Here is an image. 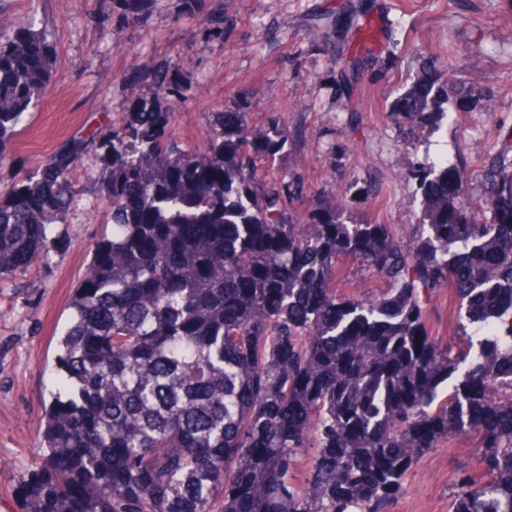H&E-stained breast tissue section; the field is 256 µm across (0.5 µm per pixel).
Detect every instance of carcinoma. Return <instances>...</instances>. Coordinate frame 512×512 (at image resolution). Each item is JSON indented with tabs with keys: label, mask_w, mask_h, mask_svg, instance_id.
Returning <instances> with one entry per match:
<instances>
[{
	"label": "carcinoma",
	"mask_w": 512,
	"mask_h": 512,
	"mask_svg": "<svg viewBox=\"0 0 512 512\" xmlns=\"http://www.w3.org/2000/svg\"><path fill=\"white\" fill-rule=\"evenodd\" d=\"M424 59L394 100L411 132L462 95ZM172 70L120 125L71 138L0 198L1 277L47 256L89 153L112 224L59 340L27 512H391L418 457L471 433L480 474L462 473L449 512H512V144L477 193L455 162L409 169L422 200L407 244L349 223V187L300 223L303 182L267 167L288 145L282 115L257 132L246 112H215L203 147L183 148L156 105L181 93ZM52 74L42 34L0 37V156ZM347 256L387 288L337 294ZM445 286L454 347L426 333Z\"/></svg>",
	"instance_id": "cac0c4a2"
}]
</instances>
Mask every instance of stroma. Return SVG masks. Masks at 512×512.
<instances>
[{"label":"stroma","instance_id":"obj_1","mask_svg":"<svg viewBox=\"0 0 512 512\" xmlns=\"http://www.w3.org/2000/svg\"><path fill=\"white\" fill-rule=\"evenodd\" d=\"M152 0L130 11L126 0H0V34L45 35L53 77L25 115L0 162V194L15 175L35 171L73 135L108 130L145 92L125 81L134 69L177 66L182 95H165L175 135L200 144L211 113L247 112L262 129L282 113L288 147L277 171L298 172L307 214L340 186L362 196L346 212L358 224L417 223L421 195L404 177L440 156L456 159L478 181L501 134L512 130V0ZM437 53L459 85L479 97L457 104L456 121L402 134L392 104L419 73L425 50ZM101 161L89 155L73 181L82 194L66 223L54 225L48 263L0 278V512H25L23 476L41 467V419L58 340L95 242L110 233L101 198ZM384 284L361 260L340 262L338 293H375ZM454 298L441 288L426 328L456 342ZM472 435L444 439L411 467L392 512H448L461 470L477 467Z\"/></svg>","mask_w":512,"mask_h":512}]
</instances>
